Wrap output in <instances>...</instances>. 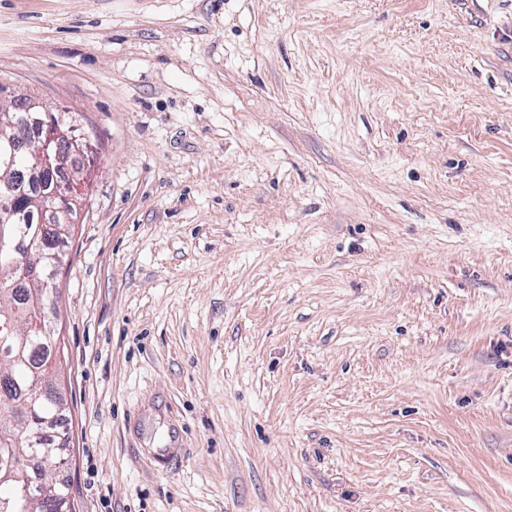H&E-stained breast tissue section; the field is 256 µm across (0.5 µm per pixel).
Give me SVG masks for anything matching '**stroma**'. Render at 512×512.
Instances as JSON below:
<instances>
[{"label":"stroma","mask_w":512,"mask_h":512,"mask_svg":"<svg viewBox=\"0 0 512 512\" xmlns=\"http://www.w3.org/2000/svg\"><path fill=\"white\" fill-rule=\"evenodd\" d=\"M0 84L93 135L74 512H512V0H0Z\"/></svg>","instance_id":"stroma-1"}]
</instances>
